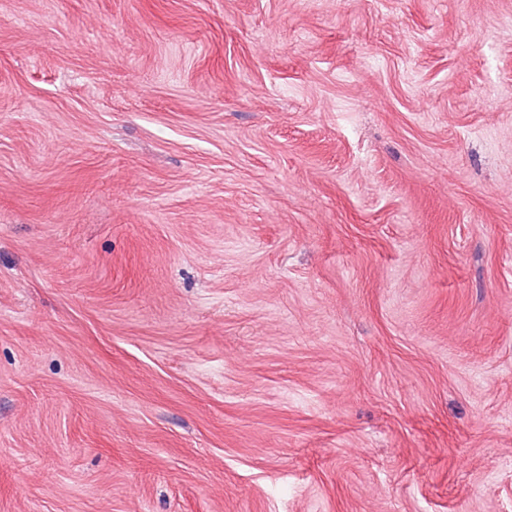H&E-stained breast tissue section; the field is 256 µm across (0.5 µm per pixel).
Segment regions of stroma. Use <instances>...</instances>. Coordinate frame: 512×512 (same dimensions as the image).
<instances>
[{"instance_id": "35a3bbf8", "label": "stroma", "mask_w": 512, "mask_h": 512, "mask_svg": "<svg viewBox=\"0 0 512 512\" xmlns=\"http://www.w3.org/2000/svg\"><path fill=\"white\" fill-rule=\"evenodd\" d=\"M0 512H512V0H0Z\"/></svg>"}]
</instances>
